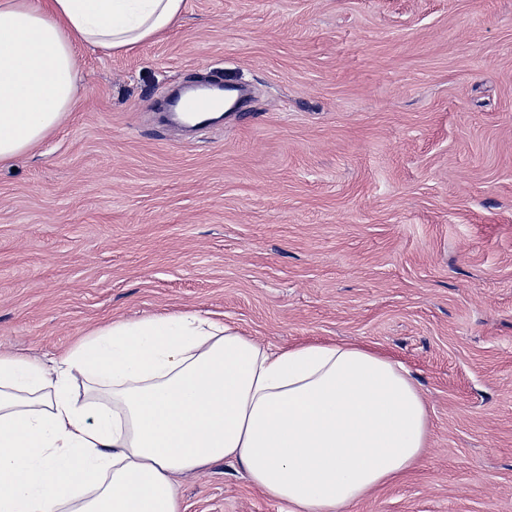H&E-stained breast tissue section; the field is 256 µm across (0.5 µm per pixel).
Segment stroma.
I'll use <instances>...</instances> for the list:
<instances>
[{
	"label": "stroma",
	"instance_id": "stroma-1",
	"mask_svg": "<svg viewBox=\"0 0 512 512\" xmlns=\"http://www.w3.org/2000/svg\"><path fill=\"white\" fill-rule=\"evenodd\" d=\"M75 109L0 166V352L199 310L278 348L403 363L420 464L350 512H512V0H186L135 49L76 48ZM251 102L189 134L167 88ZM182 512H288L223 463Z\"/></svg>",
	"mask_w": 512,
	"mask_h": 512
}]
</instances>
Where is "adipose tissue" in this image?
<instances>
[{"mask_svg": "<svg viewBox=\"0 0 512 512\" xmlns=\"http://www.w3.org/2000/svg\"><path fill=\"white\" fill-rule=\"evenodd\" d=\"M184 3L0 0V164L76 106L77 46L131 50ZM429 436L422 393L387 355L274 349L199 311L113 322L49 369L0 353V512H180L179 478L219 461L288 512H347Z\"/></svg>", "mask_w": 512, "mask_h": 512, "instance_id": "1", "label": "adipose tissue"}]
</instances>
